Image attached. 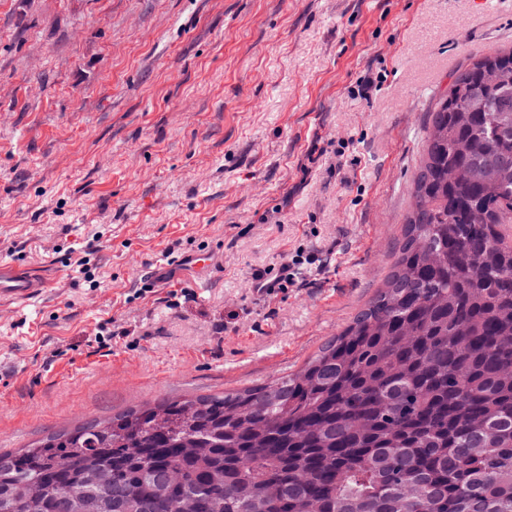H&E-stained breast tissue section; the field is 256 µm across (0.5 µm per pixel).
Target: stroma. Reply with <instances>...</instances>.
<instances>
[{
	"instance_id": "obj_1",
	"label": "stroma",
	"mask_w": 512,
	"mask_h": 512,
	"mask_svg": "<svg viewBox=\"0 0 512 512\" xmlns=\"http://www.w3.org/2000/svg\"><path fill=\"white\" fill-rule=\"evenodd\" d=\"M510 46L512 0H0V260L45 277L0 300V448L299 369L386 277L428 113Z\"/></svg>"
}]
</instances>
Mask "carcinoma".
<instances>
[{
    "label": "carcinoma",
    "mask_w": 512,
    "mask_h": 512,
    "mask_svg": "<svg viewBox=\"0 0 512 512\" xmlns=\"http://www.w3.org/2000/svg\"><path fill=\"white\" fill-rule=\"evenodd\" d=\"M410 196L298 371L0 450V512H512V49L436 103Z\"/></svg>",
    "instance_id": "carcinoma-1"
}]
</instances>
